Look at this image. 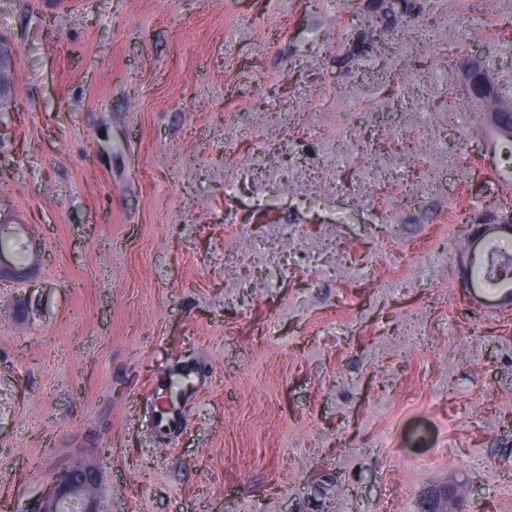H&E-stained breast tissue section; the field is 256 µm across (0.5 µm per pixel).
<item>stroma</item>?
I'll return each instance as SVG.
<instances>
[{"label": "stroma", "instance_id": "obj_1", "mask_svg": "<svg viewBox=\"0 0 512 512\" xmlns=\"http://www.w3.org/2000/svg\"><path fill=\"white\" fill-rule=\"evenodd\" d=\"M509 18L436 11L351 69L338 0H0V218L40 250L0 283V512L77 456L106 512H512V308L454 219L512 186L448 81L492 51L512 94Z\"/></svg>", "mask_w": 512, "mask_h": 512}]
</instances>
